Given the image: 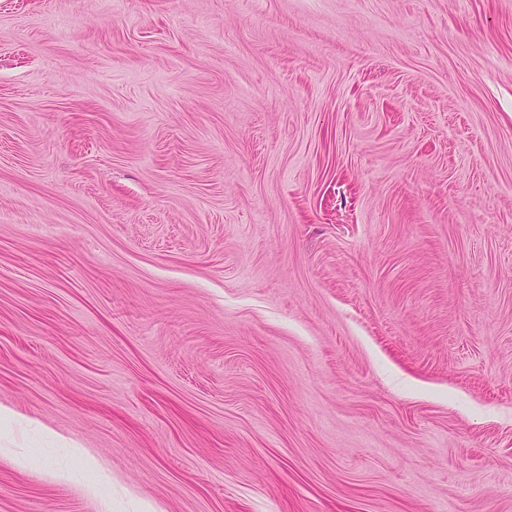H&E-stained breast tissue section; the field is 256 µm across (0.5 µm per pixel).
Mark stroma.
<instances>
[{
    "mask_svg": "<svg viewBox=\"0 0 512 512\" xmlns=\"http://www.w3.org/2000/svg\"><path fill=\"white\" fill-rule=\"evenodd\" d=\"M0 512H512V0H0Z\"/></svg>",
    "mask_w": 512,
    "mask_h": 512,
    "instance_id": "stroma-1",
    "label": "stroma"
}]
</instances>
